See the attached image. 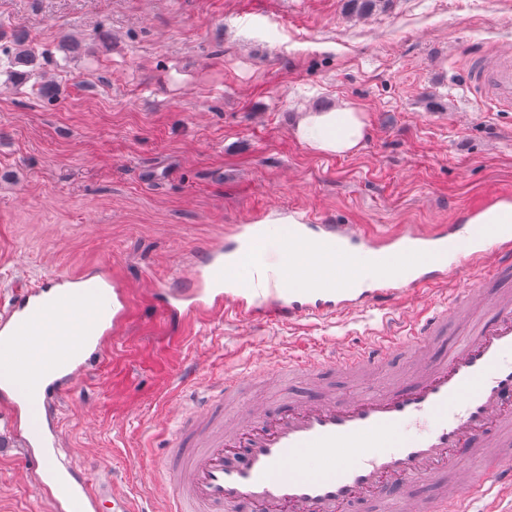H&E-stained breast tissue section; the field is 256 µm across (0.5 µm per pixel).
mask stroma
<instances>
[{
	"label": "stroma",
	"instance_id": "1",
	"mask_svg": "<svg viewBox=\"0 0 512 512\" xmlns=\"http://www.w3.org/2000/svg\"><path fill=\"white\" fill-rule=\"evenodd\" d=\"M0 307L21 283L107 266L132 315L54 393L64 455L166 512L162 449L206 389L297 355L358 347L386 317L444 307L462 271L395 305L255 324H171L155 290L263 210L391 234L512 196V111L466 83L472 55H512V0H0ZM355 106L353 155L311 150L297 112ZM39 463L0 456V512H50ZM16 47L10 51L8 49H0V71L6 73H14L13 68L21 64H33L34 56L26 47L23 39L17 38Z\"/></svg>",
	"mask_w": 512,
	"mask_h": 512
}]
</instances>
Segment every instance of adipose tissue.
<instances>
[{
  "label": "adipose tissue",
  "instance_id": "ef3b65f1",
  "mask_svg": "<svg viewBox=\"0 0 512 512\" xmlns=\"http://www.w3.org/2000/svg\"><path fill=\"white\" fill-rule=\"evenodd\" d=\"M370 126L365 112L353 106L302 114L295 136L309 147L336 155L357 152L367 140Z\"/></svg>",
  "mask_w": 512,
  "mask_h": 512
}]
</instances>
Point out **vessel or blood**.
I'll use <instances>...</instances> for the list:
<instances>
[{
  "mask_svg": "<svg viewBox=\"0 0 512 512\" xmlns=\"http://www.w3.org/2000/svg\"><path fill=\"white\" fill-rule=\"evenodd\" d=\"M471 87L499 106L512 104V56L482 54L469 63ZM467 223L421 232L370 235L350 224H318L306 214H266L236 226L232 246H205L191 266L192 287L159 291L162 309L190 319L227 309L252 322L293 321L339 315L357 307L390 305L494 253V274L508 289L485 304L483 319L448 352L430 356L425 344L448 333L449 318L467 319L477 298L471 284L456 288L451 310L434 311L406 336H383L349 356L295 360L273 370L279 396L259 405L242 402L249 380L225 375L223 401H235L237 419L215 420V403L204 398L177 429L164 455L163 478L173 491L168 512H464L485 494L482 479L467 488L448 485L449 471L484 463L500 484L512 489V223ZM302 246L313 254L373 251L377 270L354 272L344 288L318 285L316 277L287 284L271 249ZM130 313L129 300L101 269L46 278L15 290L0 309V392L9 405L0 412L8 433L42 463L38 484L56 512H98L110 502L132 512L112 480L88 485L61 453V435L49 416L47 385L58 371L78 375L88 350H101ZM46 325L54 338L53 364L31 372L18 363L30 331ZM91 347L74 345L72 335ZM415 351L412 368L381 390L326 394L315 385L325 370L366 375L379 370L396 349ZM313 381L302 399L288 394V377ZM431 485L435 493L416 498Z\"/></svg>",
  "mask_w": 512,
  "mask_h": 512,
  "instance_id": "vessel-or-blood-1",
  "label": "vessel or blood"
}]
</instances>
